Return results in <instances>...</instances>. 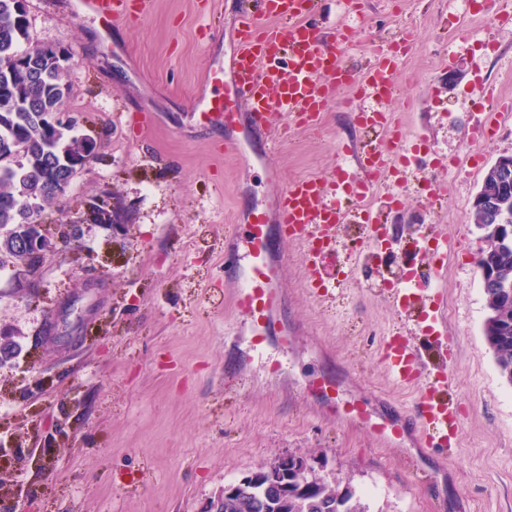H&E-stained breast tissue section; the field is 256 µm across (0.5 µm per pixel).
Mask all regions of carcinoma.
<instances>
[{
	"instance_id": "obj_1",
	"label": "carcinoma",
	"mask_w": 512,
	"mask_h": 512,
	"mask_svg": "<svg viewBox=\"0 0 512 512\" xmlns=\"http://www.w3.org/2000/svg\"><path fill=\"white\" fill-rule=\"evenodd\" d=\"M22 0H0V267L18 259L9 231L16 224L63 200L67 188L59 176L87 151L77 129L61 125L51 131L43 116L70 96L69 68L57 55L25 60L23 43L34 42L23 19ZM497 269L496 287L485 288L488 316L483 336L502 377L512 383V240L488 236L477 265ZM282 459L260 468V474L224 502V512H369L349 485L333 486L309 468L312 489L288 485V493L269 495V472L279 471Z\"/></svg>"
}]
</instances>
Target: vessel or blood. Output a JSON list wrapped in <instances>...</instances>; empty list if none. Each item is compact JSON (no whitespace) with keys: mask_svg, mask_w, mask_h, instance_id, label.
Returning a JSON list of instances; mask_svg holds the SVG:
<instances>
[{"mask_svg":"<svg viewBox=\"0 0 512 512\" xmlns=\"http://www.w3.org/2000/svg\"><path fill=\"white\" fill-rule=\"evenodd\" d=\"M254 3V8L242 10L237 19L228 71L212 72L223 80V96L201 95L193 110L200 126H223L228 158L248 156L240 128L261 131L265 146L258 152L257 162L269 169L280 135L279 128L268 124L269 113L276 110L286 115L292 127L313 125L336 85L351 83L343 62L347 37L345 29L313 23L316 0ZM149 4L150 0H76L74 9L94 15L109 29L146 13ZM410 46L403 34L379 45L362 80L354 85L357 97L379 103L390 100L399 53ZM354 122L363 129L378 127L389 132L387 145L351 149L353 166L336 175L289 183L278 196L275 215L251 207L246 223L237 225L232 246L224 253V277L237 285L234 307L245 315L256 350H263L273 333L281 304L284 264L276 259L280 251L277 236L299 241L306 281L315 288L328 287L320 259L335 251L340 228L350 221L343 197H364L373 186V177L396 171L406 150L386 113L361 110L355 113ZM394 300L403 310L415 313L419 322L438 320L436 297L423 289L400 286L394 291ZM385 358L395 380H414L421 385L410 409L396 418L353 401L342 407V414L393 445L410 438L428 448L455 443L459 418L442 372L430 370L421 354L393 338L386 342Z\"/></svg>","mask_w":512,"mask_h":512,"instance_id":"1","label":"vessel or blood"}]
</instances>
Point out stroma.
Listing matches in <instances>:
<instances>
[{
	"label": "stroma",
	"instance_id": "stroma-1",
	"mask_svg": "<svg viewBox=\"0 0 512 512\" xmlns=\"http://www.w3.org/2000/svg\"><path fill=\"white\" fill-rule=\"evenodd\" d=\"M210 1L222 15L213 34L200 15ZM241 7L153 0L147 16L113 27L110 52L99 22L66 0H29L34 39L75 54L68 104L99 144L41 217L51 234L78 225V241L46 257L35 288L18 287L17 268L0 275V328L22 348L0 367V489L26 512H200L225 484L296 454L326 482L351 485L370 512H512V383L483 336L475 261L485 243L471 217L487 169L512 154V21L497 2L472 17L458 0H320L317 21L349 24L353 75L390 32L410 33L381 109L412 152L399 174L375 182L372 206L398 228L387 256L350 250L360 226L342 225L344 245L323 257L342 284L320 297L301 280L300 245L283 242L288 347L273 341L259 353L224 280L225 227L294 180L350 166L343 146L363 134L345 107L354 91L340 87L317 123L277 147L274 172L225 158L223 129L196 127L191 107L215 58L228 56ZM480 98L493 136L474 161L460 145ZM105 195L110 223L93 211ZM420 224L447 248L416 251ZM412 269L443 294V371L461 422L453 448L387 445L310 389L337 379L340 406L416 399L417 383H396L382 350L398 333L430 352L388 298ZM53 316L70 344L47 332ZM268 357L279 372L265 368Z\"/></svg>",
	"mask_w": 512,
	"mask_h": 512
}]
</instances>
